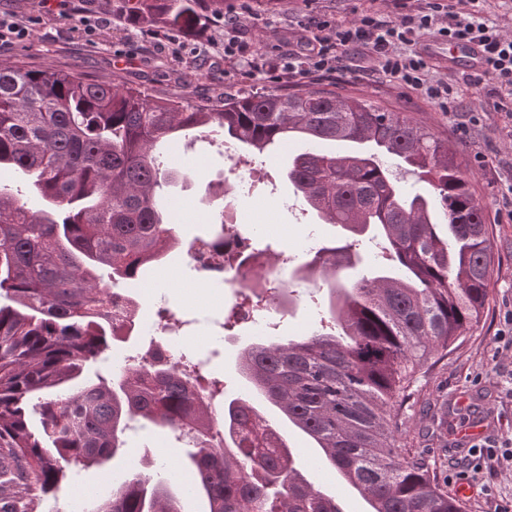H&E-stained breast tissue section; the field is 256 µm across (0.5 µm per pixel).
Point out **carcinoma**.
<instances>
[{
    "mask_svg": "<svg viewBox=\"0 0 512 512\" xmlns=\"http://www.w3.org/2000/svg\"><path fill=\"white\" fill-rule=\"evenodd\" d=\"M224 0H135L131 19L201 29ZM215 134L260 153L294 138L370 143L377 152L293 155L285 176L324 224L357 242L377 230L388 255L368 274L352 245L322 246L294 275L322 282L330 323L242 348L250 390L319 448L367 512H464L428 466L399 451L402 399L423 369L480 321L494 255L486 214L457 148L426 122L363 95L321 88L247 93L191 105L77 70L0 67V512L57 492L74 466L102 465L127 431L172 432L207 512H343L295 466L277 426L240 396L213 407L187 364L132 365L92 381L84 372L137 329L112 324L118 285L134 283L179 245L161 189L188 173L156 152L185 132ZM401 159L428 185L410 196L380 161ZM108 269V279L100 270ZM292 312L290 291L271 295ZM96 512H184L165 483L132 472Z\"/></svg>",
    "mask_w": 512,
    "mask_h": 512,
    "instance_id": "carcinoma-1",
    "label": "carcinoma"
}]
</instances>
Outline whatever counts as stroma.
I'll list each match as a JSON object with an SVG mask.
<instances>
[{
	"mask_svg": "<svg viewBox=\"0 0 512 512\" xmlns=\"http://www.w3.org/2000/svg\"><path fill=\"white\" fill-rule=\"evenodd\" d=\"M230 6L248 5L256 23H245L239 37L261 49L288 52L294 35L315 14L338 20L352 18L354 9L370 7V0H229ZM110 24L88 34L85 23L95 18ZM0 20L27 27L29 38L0 44V63H22L29 67H75L94 79L112 78L124 84L141 85L156 96H183L191 104L204 105L223 95L243 92L286 90L287 85L269 78L224 79V20L212 17L195 35L172 30V43L158 46L148 26L133 23L127 0H73L67 15L40 11L38 0H0ZM131 54L130 64L115 61L116 52ZM355 55H348L345 67L333 79L322 80V88L339 94H358L381 100L427 122L439 136L453 141L458 160L472 176L475 194L485 209L490 228L494 266L488 282V297L477 325L455 344L454 351L420 376L413 395L401 411L403 430L412 455L425 461L439 484L451 494L461 495L464 512H497L512 504V464L506 463L487 476L490 495L461 494L453 475L470 460L472 446L487 441H512V388L505 375L512 371V353L498 351L495 333L505 310L512 308V207L501 191L512 183V118L498 112H480L470 123V111L479 104L471 69L430 59L433 75L448 80L460 111L448 118L431 102L408 96L387 77L371 80L354 71ZM466 124V132L455 129ZM171 165L188 170L189 182L165 187L176 202L177 231L183 242L208 236L219 211L218 201L203 202L205 186L220 188L230 175L233 161H248L245 152L226 156L219 140L199 137L192 144L178 141L162 149ZM275 174L271 194L241 195L239 210L255 224L269 227V243L274 252L297 253L306 238L321 243L331 239V225L318 223L314 214L296 215L291 206L297 196L281 175L288 163L284 154L259 158ZM139 302V319L150 324L158 319L160 305L186 322L183 345L188 356L207 362L209 377L222 380L225 399L245 394L237 373V357L251 340L246 321L220 328L225 313L238 298L229 286L203 287L186 251L171 253L151 271L144 282L131 285ZM478 435H468V428ZM183 451L163 435L142 431L128 448L118 453L106 467L80 469L77 479L66 480L53 494L34 501L33 512H94L113 485L133 471L160 470L172 493L185 500L187 512H205L204 501L190 495L181 465Z\"/></svg>",
	"mask_w": 512,
	"mask_h": 512,
	"instance_id": "1",
	"label": "stroma"
}]
</instances>
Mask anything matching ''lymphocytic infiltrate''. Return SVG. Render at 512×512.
I'll use <instances>...</instances> for the list:
<instances>
[{"instance_id": "obj_1", "label": "lymphocytic infiltrate", "mask_w": 512, "mask_h": 512, "mask_svg": "<svg viewBox=\"0 0 512 512\" xmlns=\"http://www.w3.org/2000/svg\"><path fill=\"white\" fill-rule=\"evenodd\" d=\"M479 0H387V11L367 8L351 21L310 18L298 37L300 49L285 55L264 52L238 41L244 17L224 21V56L245 62L242 75L275 81L310 82L337 73L343 58L363 49L362 72L381 74L419 98L448 111L447 81L431 76L425 38L475 41L485 52L478 78L494 111L512 112V37L482 16Z\"/></svg>"}]
</instances>
